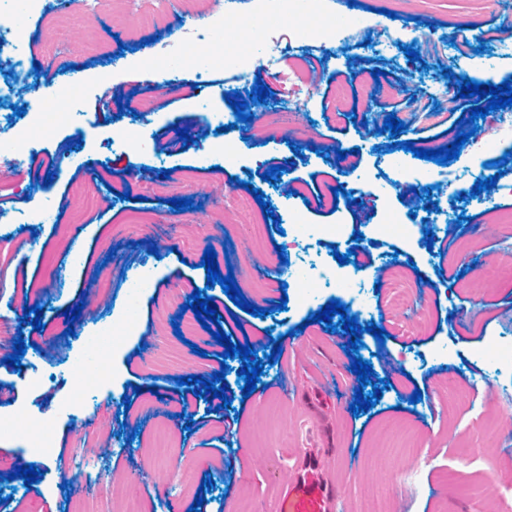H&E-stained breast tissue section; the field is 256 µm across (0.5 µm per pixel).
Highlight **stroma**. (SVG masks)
<instances>
[{
    "mask_svg": "<svg viewBox=\"0 0 512 512\" xmlns=\"http://www.w3.org/2000/svg\"><path fill=\"white\" fill-rule=\"evenodd\" d=\"M241 16L261 22L277 41L276 61L253 62L272 92L270 104L255 110L244 128L208 134L172 153L168 141L178 128L197 133L202 113L229 112L224 89L232 85L235 49L224 44L215 82L188 92L185 81L212 63L201 50L182 66V85L164 95L148 84L145 53L157 67L181 29L220 13L224 0H168L162 26L146 27L126 16L124 0H99L95 18L79 31L74 55L45 61L44 16L26 21L25 53L41 64L40 80L51 90H69L68 66L82 67L87 82L78 96L73 120L58 121L52 132L27 129L26 117L0 112L4 129L26 127L22 159L0 156L10 176L0 179V211L15 216L0 224V323L16 324L20 308L40 306L41 319L54 337L24 325L27 348L20 367L4 364L0 351V388L9 393L0 405V492L8 500L0 512H120L135 497L139 512H188L194 494L177 484L180 470L195 480L212 477L214 486L202 512H273L278 492L291 477V449L318 448L324 474L344 501V512H373L377 500L393 501L391 512H501L512 496V445L486 447L482 430L499 422L512 434V368L483 357L491 344L512 343V223L500 224L494 212L512 213V171L500 172L497 146L473 153L469 167L438 164L414 157L403 142L438 149L455 141L456 122L475 101L449 91L452 76L473 77L489 70L492 84L512 79V28L503 14L512 0H499L493 11L474 0H355L328 17H289L281 0H238ZM368 25L374 40L394 30L396 46L379 49L358 44L322 54V82L311 85V49L320 48L324 22ZM429 29L418 43L417 31ZM420 53L409 62L403 52ZM124 57L122 69L113 61ZM384 70L374 80L372 68ZM125 94L115 99L112 88ZM347 95L336 101V87ZM126 110H119V103ZM306 115L297 126L280 121L288 107ZM404 122L400 146H392L381 127L387 115ZM138 139L141 150L121 179L131 200L111 196L109 207L82 209L71 194L73 182L88 177L98 186L112 180L122 156L116 134ZM81 141L79 165L70 162L66 143ZM301 146L294 156L293 146ZM356 150V166L327 161L324 149ZM53 165H46V157ZM281 165L300 194L282 195L280 181H263L269 167ZM497 176L495 188L472 195L478 181ZM260 189L274 219L261 206L233 210L246 195L243 181ZM172 199L197 202V209L176 212L164 202L162 184ZM343 187L336 208L322 205L332 188ZM430 189L438 207L425 211L418 190ZM53 208L56 221L28 231L27 215L36 203ZM304 231H297V224ZM387 225L378 236L379 225ZM441 225L442 239L427 245L426 225ZM363 241H354V233ZM471 235L481 257L494 261L487 277L492 293L478 295L465 272L475 257L461 249ZM216 252L220 273H233L247 301L268 308L259 318L239 309L221 286H208L201 262L206 247ZM355 250L357 258L339 264L337 255ZM315 277L330 268L346 286L360 289L364 310L357 323L359 354L369 361L388 390L375 407L353 415L350 406L360 387L352 359L337 333L316 321L317 311L336 288L313 289L302 299L294 288L274 289L256 299L254 290L281 262ZM152 271L147 288L133 293L131 276L142 265ZM409 277L410 302L401 318L390 314L387 288L393 267ZM206 289L232 343H257L265 336L288 335L290 347L274 365L265 366L262 384L250 396L237 371L239 357L221 361V345L205 329L182 341L172 326L178 312L166 309L171 283ZM286 310H279V301ZM80 307L76 321L66 308ZM133 320L131 335L110 333L113 324ZM422 320L427 329L412 334L407 326ZM385 329L386 341L367 333V325ZM74 328L75 337L64 334ZM94 354L88 384L89 405L71 407L75 384L63 352ZM224 371L230 407L213 396L179 409L184 389L178 377L192 372L210 377ZM419 403H411L414 392ZM17 417L31 431L12 430ZM144 421L140 435L131 422ZM172 440L175 455L157 458L149 445L156 427ZM406 434L405 450L382 451L394 429ZM35 464L40 482L25 486L16 467ZM454 471L458 484L444 488L442 471Z\"/></svg>",
    "mask_w": 512,
    "mask_h": 512,
    "instance_id": "1",
    "label": "stroma"
}]
</instances>
